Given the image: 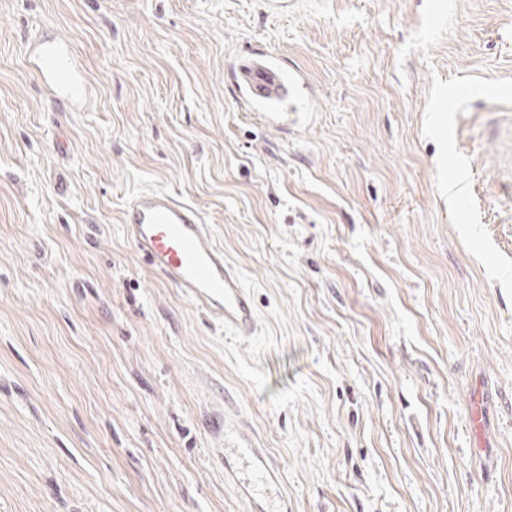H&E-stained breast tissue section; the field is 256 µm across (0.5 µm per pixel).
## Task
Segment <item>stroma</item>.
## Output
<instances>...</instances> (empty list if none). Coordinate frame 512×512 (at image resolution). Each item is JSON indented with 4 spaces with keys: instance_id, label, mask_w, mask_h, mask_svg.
I'll list each match as a JSON object with an SVG mask.
<instances>
[{
    "instance_id": "stroma-1",
    "label": "stroma",
    "mask_w": 512,
    "mask_h": 512,
    "mask_svg": "<svg viewBox=\"0 0 512 512\" xmlns=\"http://www.w3.org/2000/svg\"><path fill=\"white\" fill-rule=\"evenodd\" d=\"M256 45L309 80L290 134L237 99ZM146 188L202 208L251 340L137 254ZM226 424L291 512H512V0H0V512H250ZM30 54L40 81L55 100L70 107L82 105L87 100L89 85L67 41L40 37L32 44ZM224 448V480L233 483L238 491L256 505L253 512H265L262 501L252 496L259 484L273 489L279 485V470L267 456L264 448H255L251 438Z\"/></svg>"
}]
</instances>
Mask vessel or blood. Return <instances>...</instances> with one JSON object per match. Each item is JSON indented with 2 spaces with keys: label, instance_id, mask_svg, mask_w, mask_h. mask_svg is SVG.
Here are the masks:
<instances>
[{
  "label": "vessel or blood",
  "instance_id": "b4317fda",
  "mask_svg": "<svg viewBox=\"0 0 512 512\" xmlns=\"http://www.w3.org/2000/svg\"><path fill=\"white\" fill-rule=\"evenodd\" d=\"M30 54L40 81L55 100L70 107L87 100L89 85L67 41L39 38ZM236 80L247 109L268 127L285 130L301 122L298 104L308 87L302 72L287 69L270 52L254 48ZM121 222L149 267L202 314L234 337L254 336L258 315L253 294L225 262L223 246L195 203L163 188L144 189L124 200ZM224 479L248 497L258 485L276 488L279 470L264 449L246 439L225 449Z\"/></svg>",
  "mask_w": 512,
  "mask_h": 512
}]
</instances>
